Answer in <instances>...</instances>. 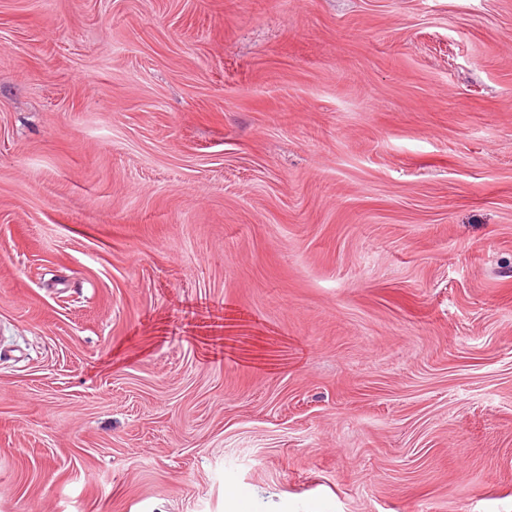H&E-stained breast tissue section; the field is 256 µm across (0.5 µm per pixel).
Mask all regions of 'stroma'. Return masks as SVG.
Returning a JSON list of instances; mask_svg holds the SVG:
<instances>
[{
    "instance_id": "1",
    "label": "stroma",
    "mask_w": 512,
    "mask_h": 512,
    "mask_svg": "<svg viewBox=\"0 0 512 512\" xmlns=\"http://www.w3.org/2000/svg\"><path fill=\"white\" fill-rule=\"evenodd\" d=\"M512 512V0H0V512Z\"/></svg>"
}]
</instances>
